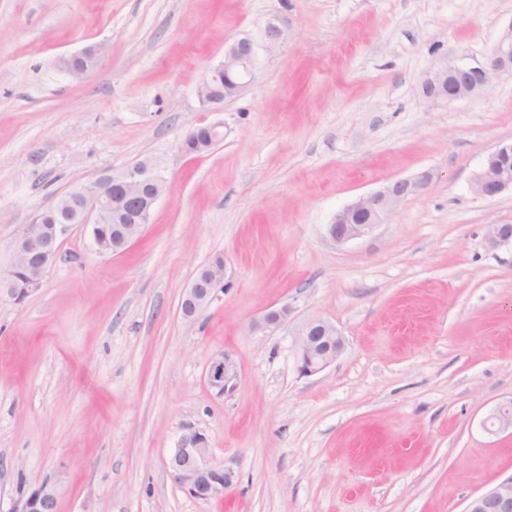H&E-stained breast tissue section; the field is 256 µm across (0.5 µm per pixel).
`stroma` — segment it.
I'll return each mask as SVG.
<instances>
[{
  "mask_svg": "<svg viewBox=\"0 0 512 512\" xmlns=\"http://www.w3.org/2000/svg\"><path fill=\"white\" fill-rule=\"evenodd\" d=\"M510 23L512 0H0V273L20 227L100 173L149 159L167 183L126 253L73 225L39 291L0 300V512L45 483L58 512H464L512 475V435L481 426L512 396V246L485 240L512 224V193L470 189L512 143V77L448 106L420 93ZM243 36L254 78L212 110L202 76ZM94 44L98 70L69 76L63 59ZM203 123L223 140L186 155ZM425 171L370 235L330 239L336 211ZM219 253L223 287L184 321ZM315 318L345 349L304 377ZM222 351L225 397L205 379ZM191 428L236 474L223 499L165 466ZM291 309L288 305H283L275 309H266L264 313L254 319L249 326L251 332H264L280 325L288 318ZM237 379L236 363L229 354L220 352L209 358L206 382L217 396H224L233 392L237 385Z\"/></svg>",
  "mask_w": 512,
  "mask_h": 512,
  "instance_id": "35a3bbf8",
  "label": "stroma"
}]
</instances>
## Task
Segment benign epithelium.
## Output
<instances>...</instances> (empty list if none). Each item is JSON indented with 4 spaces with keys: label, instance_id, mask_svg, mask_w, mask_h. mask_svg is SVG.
Returning <instances> with one entry per match:
<instances>
[{
    "label": "benign epithelium",
    "instance_id": "1",
    "mask_svg": "<svg viewBox=\"0 0 512 512\" xmlns=\"http://www.w3.org/2000/svg\"><path fill=\"white\" fill-rule=\"evenodd\" d=\"M285 40V30L277 18L267 20L264 26V42L272 50ZM105 50L101 46H90L63 60L65 71L80 78L97 70ZM256 45L248 37L227 42L224 60L210 68L202 79L199 94L203 104L216 109L224 101L239 95L253 78ZM503 75L512 76V22L498 33L490 55L483 61L471 64H450L427 71L421 82L423 97L436 104L449 105L459 100L486 94L492 79ZM512 156V144L501 145L491 151L480 170L471 181L472 192L484 198L512 192V172L500 164V158ZM432 178L423 172L412 178L397 179L383 184L378 189L361 195L338 211L332 224L328 225L329 237L338 244L360 239L370 234L406 199L420 195ZM164 176L158 167L140 165L110 176L101 174L92 182L67 192L72 208L60 213L61 223L44 226L26 224L20 228L10 243L13 263L4 274H0V299L21 303L42 285V281L60 255L61 239L67 229L80 224L90 229L105 222L116 207L137 210L141 207L138 189L153 187L151 203H156L163 193L160 181ZM143 225L125 224L118 227L123 248L113 251L121 254L138 239ZM487 243L493 247L512 244V224L489 225ZM28 269L29 277L23 287L14 285V270ZM224 275L210 279L195 278L185 289L183 318L192 322L198 313L213 299L214 292L223 283ZM291 309L283 305L267 309L249 326L252 332H264L280 325L288 318ZM344 339L335 325L321 319L310 320L303 328L299 340L297 359L299 371L305 376L317 374L343 353ZM238 372L232 357L220 352L207 362L206 382L218 396L234 391ZM483 428L490 434L512 432V398L499 402L483 421ZM166 468L179 485L192 497L200 500L224 498V493L233 485L234 472L213 457L208 437L199 430L184 435L177 446L171 449ZM12 512H57V491L45 484L27 495H23ZM464 512H512V475L497 485L472 498Z\"/></svg>",
    "mask_w": 512,
    "mask_h": 512
}]
</instances>
